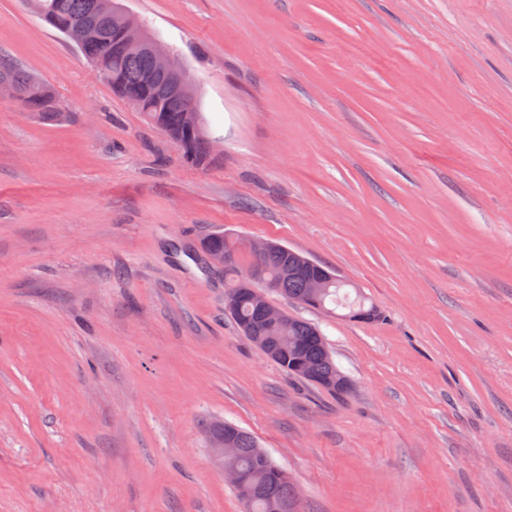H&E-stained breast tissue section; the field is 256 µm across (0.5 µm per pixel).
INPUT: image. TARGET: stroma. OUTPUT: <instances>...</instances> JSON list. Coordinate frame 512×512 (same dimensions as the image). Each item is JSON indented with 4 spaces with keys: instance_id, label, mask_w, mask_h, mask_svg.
Returning a JSON list of instances; mask_svg holds the SVG:
<instances>
[{
    "instance_id": "35a3bbf8",
    "label": "stroma",
    "mask_w": 512,
    "mask_h": 512,
    "mask_svg": "<svg viewBox=\"0 0 512 512\" xmlns=\"http://www.w3.org/2000/svg\"><path fill=\"white\" fill-rule=\"evenodd\" d=\"M216 144L187 165L22 0L0 54V512H245L209 429L250 432L304 512H512V0H122ZM217 229L333 269L351 389L288 377L190 254ZM0 96L17 97L24 106L36 112L56 114L55 91L48 85L42 83L32 73L21 67L13 59L0 55Z\"/></svg>"
}]
</instances>
